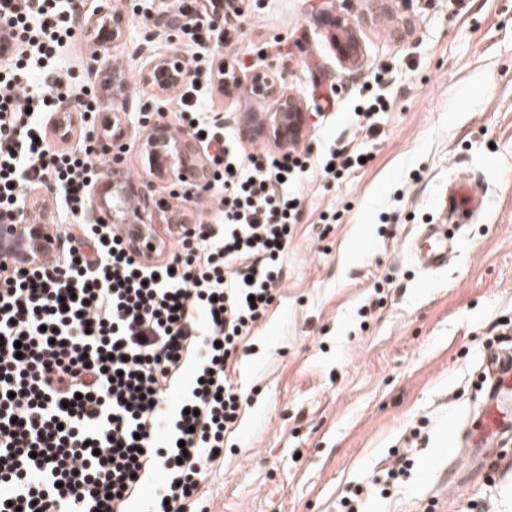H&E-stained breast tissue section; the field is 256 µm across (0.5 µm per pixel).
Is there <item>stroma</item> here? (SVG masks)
Segmentation results:
<instances>
[{
    "label": "stroma",
    "mask_w": 512,
    "mask_h": 512,
    "mask_svg": "<svg viewBox=\"0 0 512 512\" xmlns=\"http://www.w3.org/2000/svg\"><path fill=\"white\" fill-rule=\"evenodd\" d=\"M116 3L126 40L93 45L98 0H84L54 69L95 85L120 70L131 111L175 121V103L139 80L147 0ZM326 12L358 19L355 66L320 25ZM242 27L238 57L277 69L312 114L310 166L276 299L228 368L245 403L201 477L200 507L338 512L354 495L358 512H512V453L467 475L453 451L482 401L481 355L512 330V0H410L395 15L383 0H257ZM275 35L288 46L258 54ZM382 69L394 106L369 135L353 107ZM199 91L235 129L268 108L240 88ZM333 145L371 160L324 178ZM461 177L484 206L432 272L412 246Z\"/></svg>",
    "instance_id": "stroma-1"
}]
</instances>
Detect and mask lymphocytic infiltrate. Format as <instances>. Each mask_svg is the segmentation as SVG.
<instances>
[{
    "label": "lymphocytic infiltrate",
    "mask_w": 512,
    "mask_h": 512,
    "mask_svg": "<svg viewBox=\"0 0 512 512\" xmlns=\"http://www.w3.org/2000/svg\"><path fill=\"white\" fill-rule=\"evenodd\" d=\"M188 3L169 7L193 45L241 37L244 0H208L192 15ZM77 9L76 0H0V28L14 39L0 76V210L26 204L24 187L50 183L65 219L52 263L0 266V512H127L156 472L139 512H190L241 413L227 369L281 283L306 161L295 148L245 153L194 86L176 88L177 128L209 149L224 188L222 220L176 231L172 252L141 258L114 225L87 218L112 152L94 128L98 93L46 65L73 37ZM64 99L82 132L54 150L37 117Z\"/></svg>",
    "instance_id": "obj_1"
}]
</instances>
